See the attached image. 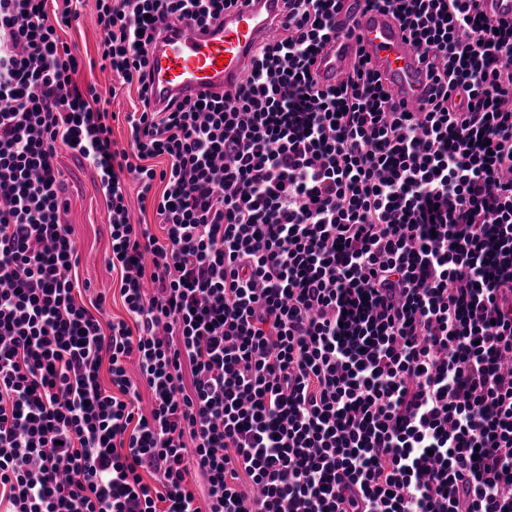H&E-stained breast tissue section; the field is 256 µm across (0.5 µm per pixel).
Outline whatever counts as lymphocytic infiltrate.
<instances>
[{
    "mask_svg": "<svg viewBox=\"0 0 512 512\" xmlns=\"http://www.w3.org/2000/svg\"><path fill=\"white\" fill-rule=\"evenodd\" d=\"M282 2L234 92L156 111L158 29L236 0H95L121 117L61 36L78 0H0L5 512H512V21L365 0L432 82L406 112L363 58L318 85L342 0ZM62 145L126 318L76 297Z\"/></svg>",
    "mask_w": 512,
    "mask_h": 512,
    "instance_id": "obj_1",
    "label": "lymphocytic infiltrate"
}]
</instances>
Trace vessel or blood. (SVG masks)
<instances>
[{"instance_id":"b4317fda","label":"vessel or blood","mask_w":512,"mask_h":512,"mask_svg":"<svg viewBox=\"0 0 512 512\" xmlns=\"http://www.w3.org/2000/svg\"><path fill=\"white\" fill-rule=\"evenodd\" d=\"M279 7L278 0H239L207 31L183 23L163 32L149 61L153 81L147 95L152 104L195 100L238 85L258 44L275 33ZM360 56L380 74L399 108L415 112L424 106L429 81L399 22L391 13L367 7L364 0H345L336 17V37L313 66L318 83L334 84ZM220 57L225 60L221 66L216 63Z\"/></svg>"}]
</instances>
